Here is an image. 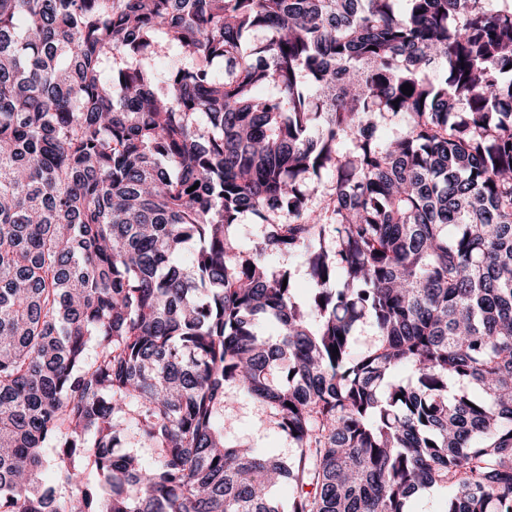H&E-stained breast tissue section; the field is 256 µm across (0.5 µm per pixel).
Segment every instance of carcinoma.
Here are the masks:
<instances>
[{
    "mask_svg": "<svg viewBox=\"0 0 512 512\" xmlns=\"http://www.w3.org/2000/svg\"><path fill=\"white\" fill-rule=\"evenodd\" d=\"M488 2L0 0V512H512ZM271 253L305 257L308 300ZM231 389L288 454L226 435Z\"/></svg>",
    "mask_w": 512,
    "mask_h": 512,
    "instance_id": "obj_1",
    "label": "carcinoma"
}]
</instances>
